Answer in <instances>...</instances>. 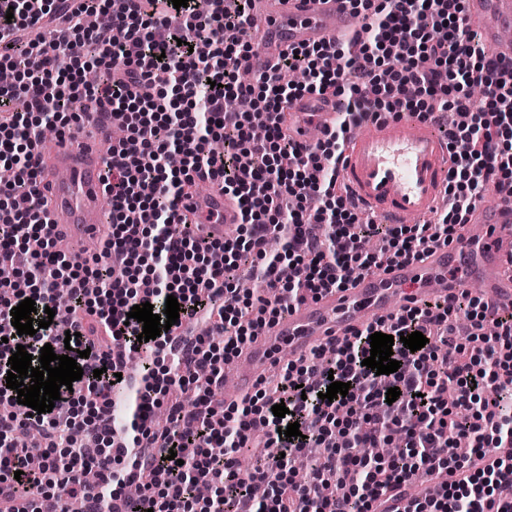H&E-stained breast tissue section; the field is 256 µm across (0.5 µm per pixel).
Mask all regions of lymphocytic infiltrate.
<instances>
[{
	"label": "lymphocytic infiltrate",
	"mask_w": 512,
	"mask_h": 512,
	"mask_svg": "<svg viewBox=\"0 0 512 512\" xmlns=\"http://www.w3.org/2000/svg\"><path fill=\"white\" fill-rule=\"evenodd\" d=\"M365 24L333 44L286 53L256 85L240 82L239 62L253 49L251 0H0V66L15 81L0 86V169L13 180L0 184V317L32 299L37 311L55 309L48 328L18 334L0 324V512H13L16 487L31 488L27 512H45L61 496L79 499L83 512H389L403 498L405 512H512V309L500 310L464 291L420 307H402L376 326L355 330L332 350L317 347L289 361L279 398L265 388L228 405L215 403L224 367L251 340L255 325L276 321L301 293L348 288L355 275L398 261L422 259L457 240L468 216L488 190L512 195V75L481 51L464 18L463 0H350ZM110 13L108 29L87 19ZM103 68L87 87L86 65ZM305 72L306 85L283 82L284 70ZM480 87L485 106L469 90ZM306 94L346 98L336 128L301 148L285 127L283 106ZM245 96L254 112H229L225 99ZM85 99L127 131L113 141L102 177L112 202L110 234L91 260L54 251L52 226L37 189L34 155L45 124L59 130L79 123L71 102ZM411 115L446 126L451 155L446 208L423 224H378L339 182L338 163L350 129L366 117ZM224 142L223 152L210 148ZM180 154L181 168L167 158ZM218 179L242 212L235 237L224 243L187 233L179 201L200 181ZM262 279L267 296L240 293L241 270ZM67 278L66 302L53 284ZM100 279L99 292L85 289ZM182 308L176 324L142 342L133 306L150 303L163 314L167 296ZM466 319V342L455 323ZM208 324L223 339L188 332ZM79 333L77 361L84 377L107 368L131 387L126 421L111 418L112 384L87 386L93 413H37L18 404L6 386L17 346L39 356L44 345L65 354L66 332ZM395 336L397 372L364 367L374 332ZM419 331L426 345L405 348ZM150 353L161 373L133 381L125 356ZM347 383V395L323 399L331 381ZM193 385L185 408L175 389ZM400 396L387 402L388 389ZM453 391V401L443 398ZM283 400L288 410L275 417ZM167 406L169 425L155 432L153 411ZM300 425L286 438L281 428ZM39 430L43 444L19 441ZM401 434L399 450L372 459L365 450ZM277 448L262 467L244 470V448ZM322 458L310 480L296 481L292 463L304 449ZM176 459H169V452ZM97 485L84 480L87 468ZM210 486L209 496L186 497L171 470ZM437 481L435 497L407 490ZM139 483L142 494L125 488ZM264 486L265 499L254 497Z\"/></svg>",
	"instance_id": "obj_1"
}]
</instances>
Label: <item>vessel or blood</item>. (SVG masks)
I'll use <instances>...</instances> for the list:
<instances>
[{"mask_svg": "<svg viewBox=\"0 0 512 512\" xmlns=\"http://www.w3.org/2000/svg\"><path fill=\"white\" fill-rule=\"evenodd\" d=\"M464 16L478 24L491 58L512 61V0H465ZM251 20L254 50L241 66L258 74L290 48L339 41L362 27L347 0H252ZM287 113L289 135L304 145L308 129L325 132L336 126L334 103L315 97L293 100ZM42 153L39 194L49 202L53 236L65 253L85 254L108 234L101 212L107 142L79 148L58 141L44 145ZM449 166L448 149L429 123L389 118L351 137L339 177L356 201L385 223L406 224L439 206ZM181 208L193 212L194 232L211 241L223 240L241 220L237 200L217 184L183 199ZM471 221L483 225L485 233L469 245L440 247L424 260L362 275L349 288L297 302L236 357L233 397L255 389L273 367L279 347L305 355L373 324L398 301L419 306L454 296L475 282L486 300L512 308V197H498L491 207L476 206Z\"/></svg>", "mask_w": 512, "mask_h": 512, "instance_id": "b4317fda", "label": "vessel or blood"}]
</instances>
